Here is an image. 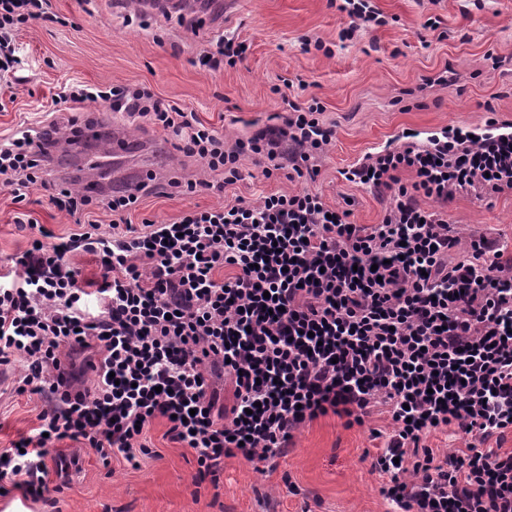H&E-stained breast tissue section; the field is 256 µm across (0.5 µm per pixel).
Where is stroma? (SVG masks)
Returning <instances> with one entry per match:
<instances>
[{"label": "stroma", "instance_id": "1", "mask_svg": "<svg viewBox=\"0 0 512 512\" xmlns=\"http://www.w3.org/2000/svg\"><path fill=\"white\" fill-rule=\"evenodd\" d=\"M387 23L362 28L353 38L340 34L350 25L334 0H234L223 15L172 10L147 11L149 28L128 24V0H52L59 20L24 28L19 40L25 51V83L17 86L14 103L0 112V136L20 119H43L57 110L62 83L78 80L101 86L144 84L159 96L196 112L218 130L225 143L276 124L283 97L317 99L322 119L336 135L319 161L316 181L264 177L254 159L244 158L240 180L223 193L197 190L172 197L143 196L130 215L134 227L149 219L176 221L192 207L253 203L265 196L310 189L333 207L348 211L354 224L380 223L386 202L366 188L344 180L342 173L370 153L396 145L402 133H416L418 143L460 128L485 133L488 109L512 123V0H374ZM440 16V31L425 28L428 17ZM232 32L249 50L236 66L218 71L201 67L197 57L213 38ZM321 41L324 51L305 50L304 39ZM505 57L496 68L487 53ZM452 65L457 82L450 87L422 89L423 78ZM71 119L96 126H119L130 141L127 164L116 167L102 157L99 168L86 167L66 145L53 151L48 171L52 181L81 188L103 179L121 184L127 173L155 169L158 179L205 181L209 172L185 158L161 129L132 123L103 106L74 107ZM448 220L463 235L487 233L512 253V191L479 200L457 195L447 205ZM37 218L55 236L75 228L74 220L49 202L47 192L33 187L27 202L16 204L0 188V263L24 251L30 230L20 214ZM25 366L16 362L0 369V448L38 426V396L13 390ZM391 433L385 417L371 426L345 427L328 415L297 432L286 456L263 463L244 458L225 460L218 484L196 482L193 452L164 439V421L147 432L153 450L141 469L123 461L103 464L93 450L64 441L59 461L72 471L54 504L13 491L0 497V512H389L380 493L382 477L370 469V457L381 446L371 428ZM299 488L288 492L289 485Z\"/></svg>", "mask_w": 512, "mask_h": 512}]
</instances>
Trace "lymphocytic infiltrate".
Masks as SVG:
<instances>
[{
    "mask_svg": "<svg viewBox=\"0 0 512 512\" xmlns=\"http://www.w3.org/2000/svg\"><path fill=\"white\" fill-rule=\"evenodd\" d=\"M51 0H0V111L17 84L18 36L54 23ZM60 102L103 101L109 111L180 136L185 157L215 173L223 192L242 158L263 176L286 168L317 177L335 131L320 102L286 100L281 125L225 145L195 112L147 86H61ZM455 132L428 144L371 153L343 173L386 196L381 223L349 222L319 193L273 194L258 204L184 212L170 224H121L140 195L195 192L172 177L139 193L92 198L65 186L49 200L76 229L48 243L28 218V247L0 269V366L23 361L17 393L39 396V425L0 448V490L52 503L50 448L69 440L103 463L140 469L144 438L164 419L167 438L193 451L197 481L218 483L227 459L286 453L306 423L333 414L347 426L388 415L373 457L382 496L399 512H512V450L489 447L512 429V257L498 240L463 238L442 204L466 192L512 190V131ZM64 123L19 126L0 138V185L26 201ZM411 173V184L396 174ZM439 202L423 208L420 197ZM110 211L111 234L91 221ZM468 254L451 261L461 240ZM92 255L100 281L69 260ZM96 365L81 387L66 354ZM233 390L220 402L214 377ZM452 431L466 447L438 456L425 439Z\"/></svg>",
    "mask_w": 512,
    "mask_h": 512,
    "instance_id": "f902f5d3",
    "label": "lymphocytic infiltrate"
}]
</instances>
